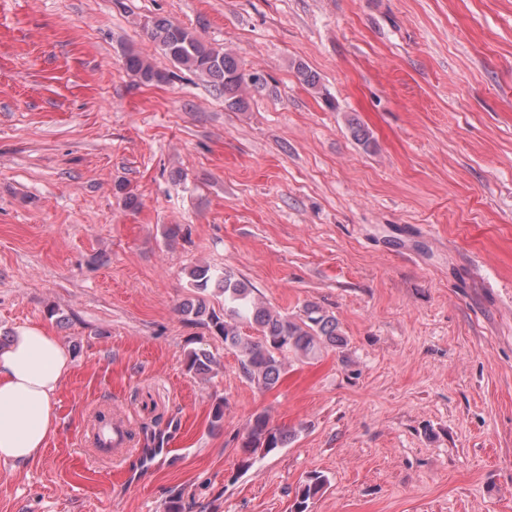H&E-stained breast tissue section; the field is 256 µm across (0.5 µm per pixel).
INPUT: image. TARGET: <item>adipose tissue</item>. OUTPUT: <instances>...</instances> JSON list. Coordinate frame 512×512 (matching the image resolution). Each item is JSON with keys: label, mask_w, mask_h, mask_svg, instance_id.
<instances>
[{"label": "adipose tissue", "mask_w": 512, "mask_h": 512, "mask_svg": "<svg viewBox=\"0 0 512 512\" xmlns=\"http://www.w3.org/2000/svg\"><path fill=\"white\" fill-rule=\"evenodd\" d=\"M72 358L38 326L16 329L0 345V460L24 465L56 432L55 397Z\"/></svg>", "instance_id": "adipose-tissue-1"}]
</instances>
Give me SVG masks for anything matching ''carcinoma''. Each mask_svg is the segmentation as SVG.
<instances>
[{"instance_id":"cac0c4a2","label":"carcinoma","mask_w":512,"mask_h":512,"mask_svg":"<svg viewBox=\"0 0 512 512\" xmlns=\"http://www.w3.org/2000/svg\"><path fill=\"white\" fill-rule=\"evenodd\" d=\"M143 29L174 64L206 78L232 110L247 108L246 88L264 85L263 74L244 72L232 54L207 46L178 21L154 18L145 22ZM125 64L143 82L168 79L149 58L137 52L127 51ZM189 275L194 287L202 291L212 287L224 296V313H216L199 297L184 303L181 314L191 323L206 326L225 345L235 349L242 375L259 389L270 390L280 382L288 372V355L315 359L346 343L336 318L315 303L307 304L301 317L292 318L260 300L254 289L231 271L220 272L199 265ZM245 325L253 328L256 335L244 334ZM214 365V357L209 353L191 351L187 355V370L196 375L213 373ZM293 437V431L273 425L266 412L253 414L242 436L243 465L250 466V460L258 453L265 455L285 447ZM328 484V478L320 473L308 475L295 491L291 512H310V504L324 494Z\"/></svg>"}]
</instances>
